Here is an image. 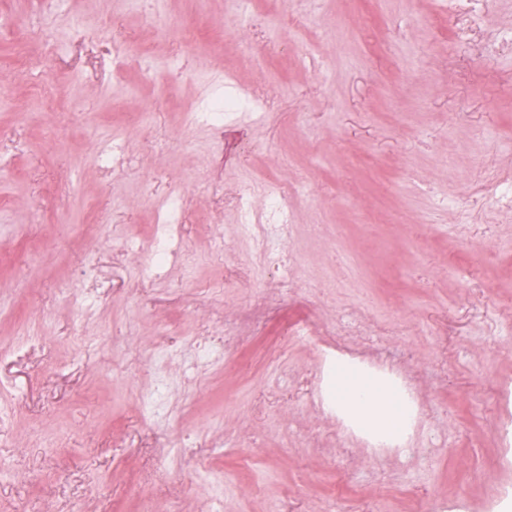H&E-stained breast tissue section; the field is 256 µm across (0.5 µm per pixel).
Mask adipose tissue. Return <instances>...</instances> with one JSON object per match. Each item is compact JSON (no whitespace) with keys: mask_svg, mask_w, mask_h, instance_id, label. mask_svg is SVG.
Here are the masks:
<instances>
[{"mask_svg":"<svg viewBox=\"0 0 512 512\" xmlns=\"http://www.w3.org/2000/svg\"><path fill=\"white\" fill-rule=\"evenodd\" d=\"M336 396L361 422L372 425L385 436H395L405 427L399 398L380 383L350 379L337 383Z\"/></svg>","mask_w":512,"mask_h":512,"instance_id":"obj_1","label":"adipose tissue"}]
</instances>
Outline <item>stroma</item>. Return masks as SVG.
<instances>
[{
    "label": "stroma",
    "mask_w": 512,
    "mask_h": 512,
    "mask_svg": "<svg viewBox=\"0 0 512 512\" xmlns=\"http://www.w3.org/2000/svg\"><path fill=\"white\" fill-rule=\"evenodd\" d=\"M0 25V512L512 506V0H0ZM188 175L185 255L153 273ZM268 181L283 273L242 224ZM303 322L392 356L425 448L341 442ZM195 342L229 354L192 383ZM258 106L259 101L249 95L227 96L218 93L189 115L191 120L199 123L222 124L224 117L230 112L254 111ZM186 183L169 189L157 202V224L159 233L146 256L154 268L165 266L180 252V246L173 244V231L180 223L183 211ZM266 194L269 201V220L272 223L288 224L289 206L288 192L278 185H268Z\"/></svg>",
    "instance_id": "obj_1"
}]
</instances>
